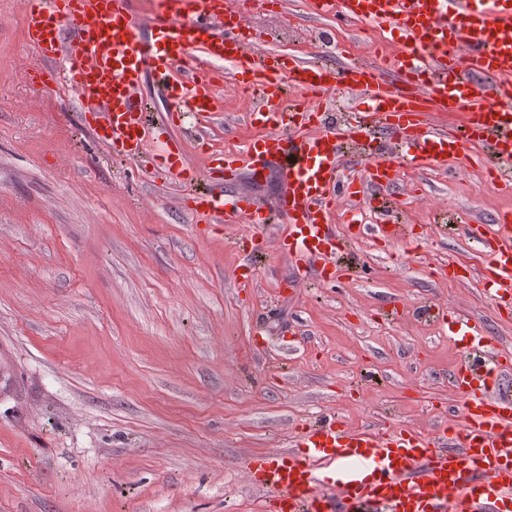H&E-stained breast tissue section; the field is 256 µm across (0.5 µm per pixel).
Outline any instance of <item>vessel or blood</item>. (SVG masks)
<instances>
[{
    "instance_id": "vessel-or-blood-1",
    "label": "vessel or blood",
    "mask_w": 512,
    "mask_h": 512,
    "mask_svg": "<svg viewBox=\"0 0 512 512\" xmlns=\"http://www.w3.org/2000/svg\"><path fill=\"white\" fill-rule=\"evenodd\" d=\"M23 22L36 53L35 79L45 88L75 92L94 138L109 154L135 159L149 137L166 179L192 186L197 172L180 138L146 118L141 82L152 75L172 100V118L195 113L209 122L222 109L225 78L255 92L250 109L270 132L249 142L245 161L209 158L205 190L184 204L197 222L260 226L287 218L276 249L291 269L336 277V256L352 234L331 222L339 197L379 194L408 166L431 169L449 156L488 145L496 161L485 169L491 185L512 190L502 168L512 165V0H317L340 13L396 32L401 49L392 66L405 86H393L379 67L285 59L243 32L234 0H156L141 14L132 0H23ZM355 98L342 124L323 119L337 91ZM460 113L447 131L432 113ZM384 129L368 144L357 177L341 180L345 143ZM280 175L272 207L225 192L248 175ZM464 235L487 251L479 280L495 306L512 305V211L494 227L465 224ZM399 241L397 224H360L354 234ZM448 334L460 345L452 387L462 398L460 422L432 433L351 430L332 414L298 432L293 450L247 458L250 480L279 492L274 512H512V393L501 390L502 360L483 324L454 317Z\"/></svg>"
}]
</instances>
